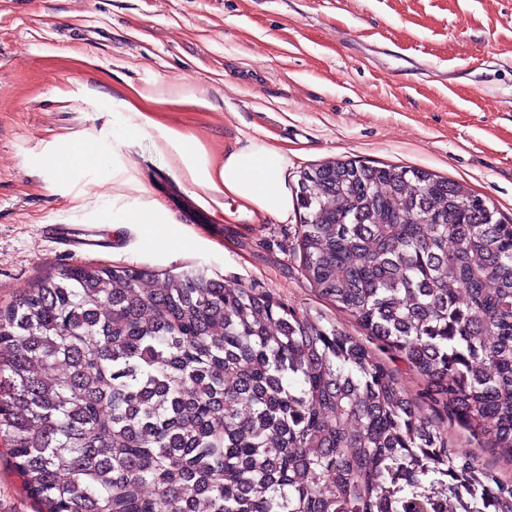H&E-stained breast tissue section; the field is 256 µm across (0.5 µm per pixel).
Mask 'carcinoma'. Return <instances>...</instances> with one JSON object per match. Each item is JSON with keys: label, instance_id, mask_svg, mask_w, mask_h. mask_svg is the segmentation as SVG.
I'll use <instances>...</instances> for the list:
<instances>
[{"label": "carcinoma", "instance_id": "obj_1", "mask_svg": "<svg viewBox=\"0 0 512 512\" xmlns=\"http://www.w3.org/2000/svg\"><path fill=\"white\" fill-rule=\"evenodd\" d=\"M298 185L307 280L512 459V224L410 166ZM0 435L38 512H512L355 337L198 266L63 267L0 308Z\"/></svg>", "mask_w": 512, "mask_h": 512}]
</instances>
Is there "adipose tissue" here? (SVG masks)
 <instances>
[{
	"instance_id": "adipose-tissue-1",
	"label": "adipose tissue",
	"mask_w": 512,
	"mask_h": 512,
	"mask_svg": "<svg viewBox=\"0 0 512 512\" xmlns=\"http://www.w3.org/2000/svg\"><path fill=\"white\" fill-rule=\"evenodd\" d=\"M155 149L168 153L174 173L197 187L201 206L223 212L232 202L244 212L287 218V150L254 138L227 150L216 163L197 149L193 135L174 128L162 132Z\"/></svg>"
}]
</instances>
